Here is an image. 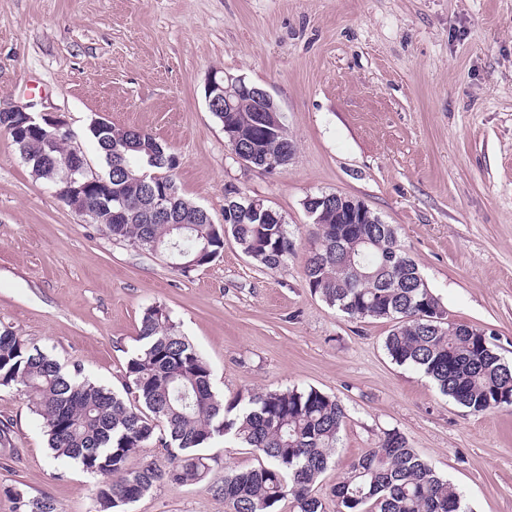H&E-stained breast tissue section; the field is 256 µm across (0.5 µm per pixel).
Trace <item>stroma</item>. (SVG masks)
Here are the masks:
<instances>
[{
    "label": "stroma",
    "mask_w": 512,
    "mask_h": 512,
    "mask_svg": "<svg viewBox=\"0 0 512 512\" xmlns=\"http://www.w3.org/2000/svg\"><path fill=\"white\" fill-rule=\"evenodd\" d=\"M265 89L294 155L269 174L238 162L210 112L212 71ZM54 113L87 156L92 118L142 129L178 159L180 194L224 222L227 189L267 200L295 253L275 269L233 243L184 274L112 239L38 179L0 131V327L126 400L145 309L160 305L232 402L314 388L346 412L315 493L397 430L460 492L466 512H512V407L483 414L394 363L391 319L353 320L310 290L308 196L357 198L392 225L449 321L483 330L512 364V0H0V108ZM0 512L12 494L95 512L94 480L53 459L36 415L0 388ZM193 484L163 483L126 512H225V467L258 468L233 442L205 450Z\"/></svg>",
    "instance_id": "1"
}]
</instances>
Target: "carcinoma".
Here are the masks:
<instances>
[{
	"mask_svg": "<svg viewBox=\"0 0 512 512\" xmlns=\"http://www.w3.org/2000/svg\"><path fill=\"white\" fill-rule=\"evenodd\" d=\"M256 101L243 97L215 118L228 148L254 157L264 169L282 160L294 146L285 125L266 134L256 125ZM22 114H5L0 130L9 134L37 177L56 184L72 162L70 129L26 130ZM114 125L92 119L85 131L100 160L98 180L88 188L98 207L91 221L112 238L152 250L159 246L183 259L186 273L213 262L226 236L255 263L274 269L294 253L287 224H257L249 212L224 209V225L177 192L175 154L152 134L126 129L113 137ZM149 171L156 179L143 177ZM173 194V223L149 220L153 197ZM304 273L311 290L351 319H395L385 339L391 360L430 378L439 391L483 414L512 401V365L490 346L478 328L448 332V324L425 318L445 314L430 288L418 286V264L405 253L390 224L358 225V234L336 240L346 214L336 205L318 208ZM366 238L362 243L359 238ZM140 346L128 358L126 388L138 405L111 389L68 373L28 338L0 329V388L14 386L46 433L55 459L73 462L96 479L97 512H121L153 487L201 480L208 470L202 450L220 437L258 452L257 469L224 468L215 487L227 512H280L291 499L297 512H324L312 494L332 462L346 419L336 397L314 388L252 392L229 406L211 386V368L178 330L161 306L146 309L138 329ZM155 442L168 464L139 457ZM137 465H132V462ZM336 512H462L457 489L411 448L406 437L387 431L378 445L350 466L332 490ZM15 512H57L49 498L14 493Z\"/></svg>",
	"mask_w": 512,
	"mask_h": 512,
	"instance_id": "obj_1",
	"label": "carcinoma"
}]
</instances>
